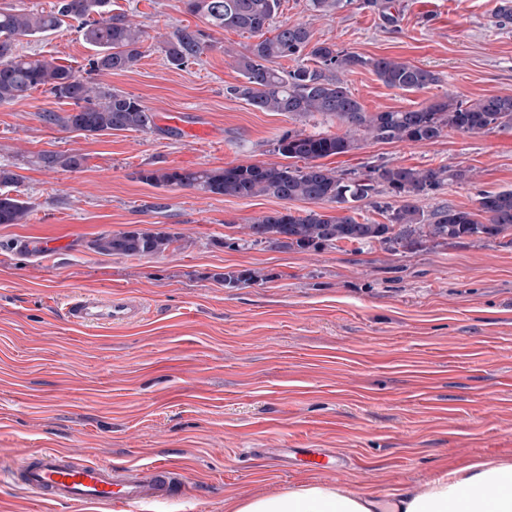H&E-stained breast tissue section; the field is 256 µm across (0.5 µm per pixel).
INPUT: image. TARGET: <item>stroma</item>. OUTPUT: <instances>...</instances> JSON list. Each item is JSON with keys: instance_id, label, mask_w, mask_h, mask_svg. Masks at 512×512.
<instances>
[{"instance_id": "stroma-1", "label": "stroma", "mask_w": 512, "mask_h": 512, "mask_svg": "<svg viewBox=\"0 0 512 512\" xmlns=\"http://www.w3.org/2000/svg\"><path fill=\"white\" fill-rule=\"evenodd\" d=\"M394 23L363 0L331 16L308 0H280L275 24H303L313 40L365 57L434 71L404 92L367 69L346 74L369 112L410 110L452 93L512 96V22L502 0H399ZM145 33L140 60L100 73L154 114L207 121L218 142L175 128L86 137L46 123L70 106L43 91L0 106V164L21 175L27 223L0 224V469L48 448L75 450L113 469L173 464V502L139 512H229L228 501L302 484L336 485L385 500L420 491L448 468L512 461V234L426 243L397 254L377 244L320 250L251 244L244 226L304 201L165 190L139 179L156 168L279 164L286 131L339 134L337 120L263 112L230 94L234 56L250 33L211 27L183 0H112ZM201 31L198 61L171 65L165 42ZM38 53L84 71L94 55L76 29L24 37ZM53 151L81 168L42 166ZM344 173L367 165L448 167L467 174L420 196L425 217L444 206L476 211L485 192L512 188V125L444 132L431 143L363 142L328 158ZM168 228L181 246L146 257L96 252L97 236ZM65 237L52 257L34 241ZM250 270L227 288L217 273ZM118 291L144 307L134 323L91 330L62 314L74 294ZM290 448L337 454L335 471L284 466ZM0 512H105L48 505L0 484Z\"/></svg>"}]
</instances>
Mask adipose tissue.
I'll use <instances>...</instances> for the list:
<instances>
[{
    "mask_svg": "<svg viewBox=\"0 0 512 512\" xmlns=\"http://www.w3.org/2000/svg\"><path fill=\"white\" fill-rule=\"evenodd\" d=\"M376 507L369 495L310 484L247 498L233 512H375ZM394 507L396 512H512V462L479 461L443 472Z\"/></svg>",
    "mask_w": 512,
    "mask_h": 512,
    "instance_id": "1",
    "label": "adipose tissue"
}]
</instances>
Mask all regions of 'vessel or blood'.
Wrapping results in <instances>:
<instances>
[{
	"mask_svg": "<svg viewBox=\"0 0 512 512\" xmlns=\"http://www.w3.org/2000/svg\"><path fill=\"white\" fill-rule=\"evenodd\" d=\"M143 313L140 301L123 293L104 297L82 294L70 298L63 310L67 322L90 328L132 323ZM290 466L322 470L328 455L321 448H291ZM175 470L165 463L113 472L111 467L55 448L22 458L6 476L7 482L47 503L91 504L112 512H133L144 501L164 503L174 496Z\"/></svg>",
	"mask_w": 512,
	"mask_h": 512,
	"instance_id": "vessel-or-blood-1",
	"label": "vessel or blood"
}]
</instances>
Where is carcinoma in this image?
<instances>
[{"label":"carcinoma","mask_w":512,"mask_h":512,"mask_svg":"<svg viewBox=\"0 0 512 512\" xmlns=\"http://www.w3.org/2000/svg\"><path fill=\"white\" fill-rule=\"evenodd\" d=\"M187 11L212 27L249 32L258 41L236 57L245 82L231 93L264 112H288L296 116L319 113L335 118L341 134H305L289 131L277 140V152L296 164H249L224 169H154L140 172L139 179L153 187L194 189L206 194L239 198L257 196L280 200H303L334 204L341 213L328 215L310 210L303 215L273 212L246 225L254 243H271L290 249L334 248L340 242L378 243L393 252L410 250L427 242H448L483 235L495 238L512 233V188L483 193L478 213L444 208L425 223L417 201L449 180H463L466 172L446 166L414 167L372 165L339 174L320 163L332 155L358 149L371 139L382 143H432L444 130L465 134L487 133L512 123V96H491L462 101L453 95L428 102L414 110L367 112L346 87L344 76L358 68L370 69L385 86L414 92L439 81L424 67L391 57L365 58L336 48L328 42H312L303 24L273 25L280 0H183ZM342 7V0H309V9L329 16ZM96 54L89 61L87 76L44 56L16 53V40L55 32L70 23ZM144 31L124 13L112 10V0H56L52 10L0 7V106L25 98L40 88L76 109L45 112L42 119L71 131L103 135L112 131H148L152 113L143 102L110 87L95 83L94 72H118L132 68L141 58ZM205 49L202 34L186 28L175 31L165 42L168 61L181 67L200 58ZM308 57L310 67L300 62ZM288 59L296 67L285 71L277 61ZM48 168L78 169L83 157L55 152L40 154ZM384 187L403 198L396 207L384 206L388 223L361 222L357 203L370 199ZM26 202L0 193V224H25ZM182 236L163 229H132L102 234L91 242L104 254L129 257L165 252ZM214 279L234 287L254 279L251 272L219 273Z\"/></svg>","instance_id":"1"}]
</instances>
